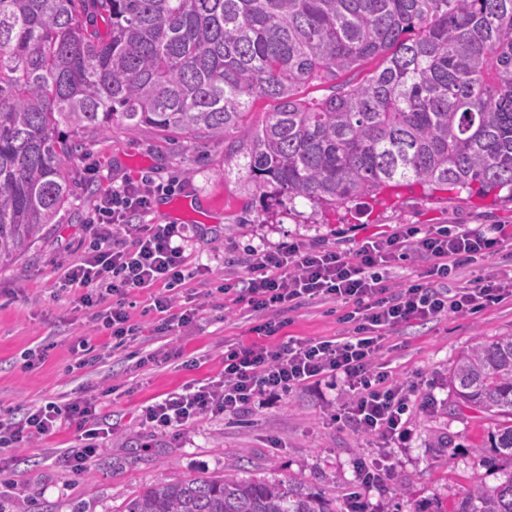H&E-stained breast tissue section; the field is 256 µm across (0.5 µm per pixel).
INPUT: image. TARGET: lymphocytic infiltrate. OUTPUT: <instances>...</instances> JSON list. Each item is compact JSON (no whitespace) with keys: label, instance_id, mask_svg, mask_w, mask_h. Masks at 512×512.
Segmentation results:
<instances>
[{"label":"lymphocytic infiltrate","instance_id":"1","mask_svg":"<svg viewBox=\"0 0 512 512\" xmlns=\"http://www.w3.org/2000/svg\"><path fill=\"white\" fill-rule=\"evenodd\" d=\"M155 191L135 185L113 189L89 218L93 230L88 251L73 263L64 285L79 290L81 306L96 309L113 347L133 340L136 329L126 309L128 296L154 289L152 308L160 314V330L187 325L194 311L178 305L177 288L190 273L184 256L186 234L178 224L133 225L130 248L111 245L112 230L130 223L132 214L147 213ZM505 241L501 225L483 229L419 230L410 227L384 239L362 242L354 257L297 244L256 252L237 298L253 311L268 313L257 326L258 342L233 346L224 353L219 380L189 385L166 393L141 410V420L164 432L185 426L206 414L236 415L262 397H274L307 384L341 389L339 418L356 431L389 446L407 431L409 397L403 385L390 379L381 363L384 342L402 326L449 313L474 314L512 297V269L479 278L449 292L441 281L498 252ZM429 257L433 265L426 283L390 284L384 272L413 255ZM309 300L352 304L343 317L346 335L271 343L285 326L279 313ZM98 400L78 395L67 402H47L29 409L19 420L0 419V473L12 465L11 452L34 439L75 428L81 451L70 457L83 470L108 433L100 428Z\"/></svg>","mask_w":512,"mask_h":512}]
</instances>
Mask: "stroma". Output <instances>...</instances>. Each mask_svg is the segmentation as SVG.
<instances>
[{"mask_svg": "<svg viewBox=\"0 0 512 512\" xmlns=\"http://www.w3.org/2000/svg\"><path fill=\"white\" fill-rule=\"evenodd\" d=\"M235 140L207 136L170 139L149 127L131 130L121 121L84 131L80 155L67 163L72 196L57 223L20 257L0 264V416L21 417L27 408L63 402L81 389L101 397L100 419L112 433L84 472L63 462L76 450L74 430L62 429L15 451L9 512H120L144 486L223 473L237 462L243 475L287 479L299 474L335 498L346 512L358 494L366 512H447L474 472L470 446L487 422L449 411L448 373L471 346L512 335V300L480 313L414 322L393 335L384 362L391 378L413 386L409 440L383 449L380 442L336 423L337 393L305 385L238 416L207 415L159 432L139 422L142 406L168 392L219 378L227 345L256 340L253 328L266 316L247 303L225 304L224 287L244 281L254 250L291 243L354 254L366 237L408 227L512 232V199H470L403 188L378 204L353 201L321 214L297 201L294 208L264 206L246 174L229 173L224 155ZM164 185L145 216L148 224L186 225L189 268L206 265L180 288L195 319L172 332L153 329L149 292L132 295L129 309L142 333L126 347L106 348L93 312L78 308L76 292L63 289L70 263L89 245L87 218L112 188L140 179ZM345 309L312 301L289 311L284 335L298 339L338 336ZM87 341L98 360L76 368L74 346ZM46 348L43 361L25 367L24 354ZM453 436L439 449L437 437ZM387 458L392 476L361 487L360 462Z\"/></svg>", "mask_w": 512, "mask_h": 512, "instance_id": "obj_1", "label": "stroma"}]
</instances>
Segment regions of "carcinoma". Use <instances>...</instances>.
<instances>
[{
    "label": "carcinoma",
    "mask_w": 512,
    "mask_h": 512,
    "mask_svg": "<svg viewBox=\"0 0 512 512\" xmlns=\"http://www.w3.org/2000/svg\"><path fill=\"white\" fill-rule=\"evenodd\" d=\"M314 83L331 94L303 96ZM257 98L277 105L250 127ZM116 118L238 133L224 165L315 213L404 184L512 193V0H0V263L69 203L78 135ZM449 390L491 421L476 465L505 473H474L452 512H512V335L461 353ZM239 471L149 485L122 512H337L298 476Z\"/></svg>",
    "instance_id": "obj_1"
}]
</instances>
